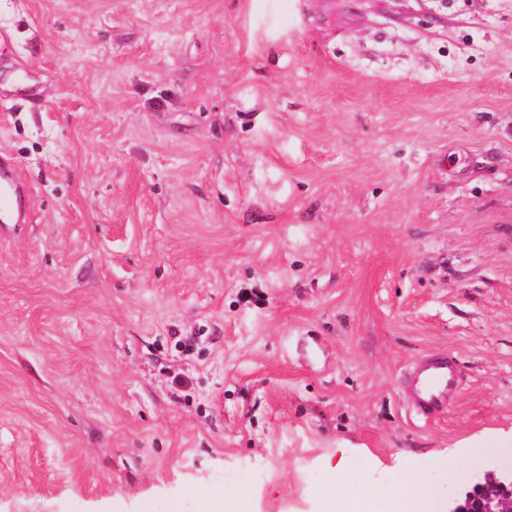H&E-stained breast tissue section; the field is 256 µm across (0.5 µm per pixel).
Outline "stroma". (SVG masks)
I'll use <instances>...</instances> for the list:
<instances>
[{
    "mask_svg": "<svg viewBox=\"0 0 512 512\" xmlns=\"http://www.w3.org/2000/svg\"><path fill=\"white\" fill-rule=\"evenodd\" d=\"M0 158V512L512 466V0H0ZM22 180L16 166L0 161V230L12 226L22 227L26 214L23 206ZM459 379L453 357L428 354L418 358L409 366L404 381L410 411L425 422L441 416L458 390Z\"/></svg>",
    "mask_w": 512,
    "mask_h": 512,
    "instance_id": "obj_1",
    "label": "stroma"
}]
</instances>
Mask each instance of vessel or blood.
I'll use <instances>...</instances> for the list:
<instances>
[{"label":"vessel or blood","mask_w":512,"mask_h":512,"mask_svg":"<svg viewBox=\"0 0 512 512\" xmlns=\"http://www.w3.org/2000/svg\"><path fill=\"white\" fill-rule=\"evenodd\" d=\"M26 219L22 180L16 166L0 161V225L22 227ZM459 370L453 357L428 354L411 363L404 381L410 411L430 421L444 414L459 386Z\"/></svg>","instance_id":"b4317fda"}]
</instances>
